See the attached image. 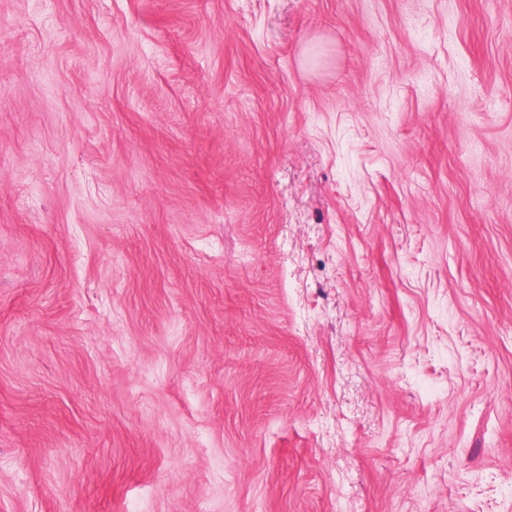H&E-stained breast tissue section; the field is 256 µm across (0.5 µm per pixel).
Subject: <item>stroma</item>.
Here are the masks:
<instances>
[{
	"mask_svg": "<svg viewBox=\"0 0 512 512\" xmlns=\"http://www.w3.org/2000/svg\"><path fill=\"white\" fill-rule=\"evenodd\" d=\"M0 512H512V0H0Z\"/></svg>",
	"mask_w": 512,
	"mask_h": 512,
	"instance_id": "stroma-1",
	"label": "stroma"
}]
</instances>
